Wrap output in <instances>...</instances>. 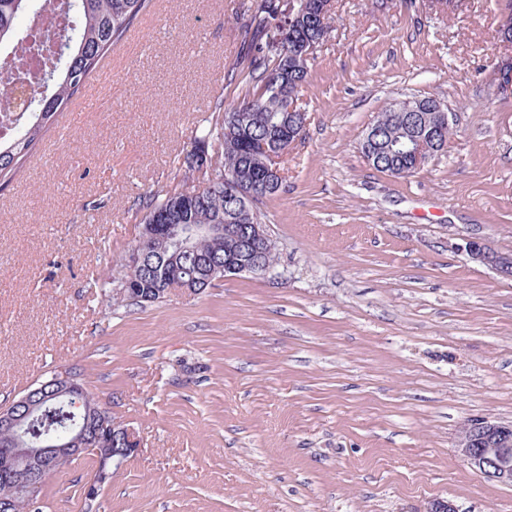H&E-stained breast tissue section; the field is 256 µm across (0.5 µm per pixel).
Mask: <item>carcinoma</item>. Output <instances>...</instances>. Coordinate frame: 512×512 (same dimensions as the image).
Masks as SVG:
<instances>
[{
	"label": "carcinoma",
	"mask_w": 512,
	"mask_h": 512,
	"mask_svg": "<svg viewBox=\"0 0 512 512\" xmlns=\"http://www.w3.org/2000/svg\"><path fill=\"white\" fill-rule=\"evenodd\" d=\"M327 2L297 0L298 15L286 37L281 31L279 0H251L247 6L248 28L261 36L248 64L236 73V78L247 86V97L226 110L224 95H219L211 107L208 126L198 136V141L211 148L209 166L234 185L244 187L264 181L268 158L261 143H288L291 134L283 129L288 106L296 103L308 75L307 67L297 59V50L304 38H320L331 31ZM150 6L151 0H75L72 11L76 15L77 36L69 40L64 65L53 70L55 90L30 113L32 120L19 128L9 144L0 142V181L12 178L55 115L82 93L104 53L125 37ZM29 8L30 0H0V46L12 44L20 66L29 48L18 30V18ZM18 94L11 74L0 71V114L12 112ZM419 107L420 100L404 99L400 106L392 105L383 111L378 123L384 126L388 141L400 144L412 134L410 117ZM373 167L397 177H407L417 170L414 156L402 154L385 155ZM139 209L141 225L153 224L155 216L173 211L181 224L255 223L252 209L240 207L229 191L210 190L206 184L146 192L140 196ZM172 253L167 244L159 243L158 254L150 262L153 269L142 273L128 293L112 295L108 300L138 307L160 302L171 289L182 287L197 274L200 262L208 259L222 263L238 256L227 241L205 235L194 238L193 250L180 258L178 268L168 261ZM141 295L150 300H140ZM68 378L81 388L79 395L61 399L48 396L27 419L19 441L0 432V448H46L56 440L71 439L79 431L91 439L95 448L112 447V425L117 423L112 412L104 418L97 414L101 405L80 373L74 371Z\"/></svg>",
	"instance_id": "carcinoma-1"
}]
</instances>
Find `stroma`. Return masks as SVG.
<instances>
[{
	"instance_id": "35a3bbf8",
	"label": "stroma",
	"mask_w": 512,
	"mask_h": 512,
	"mask_svg": "<svg viewBox=\"0 0 512 512\" xmlns=\"http://www.w3.org/2000/svg\"><path fill=\"white\" fill-rule=\"evenodd\" d=\"M245 0H159L109 50L104 107L60 114L0 186V407L80 371L142 448L96 512H512V485L461 457L459 427L512 422V278L471 260L512 254V96L497 87L512 0H331L308 62L301 141L261 208L273 270L107 305L141 226L240 58ZM452 112L446 148L411 176L360 152L393 101ZM93 467L51 478V512H85ZM466 253L471 259L481 261L493 268L503 277H511L512 256L500 254L493 250L487 243L481 240H468Z\"/></svg>"
}]
</instances>
